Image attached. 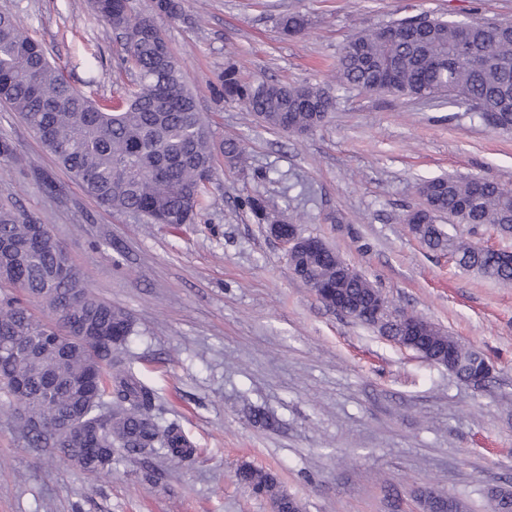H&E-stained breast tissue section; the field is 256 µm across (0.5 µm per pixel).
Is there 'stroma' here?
<instances>
[{"instance_id":"1","label":"stroma","mask_w":512,"mask_h":512,"mask_svg":"<svg viewBox=\"0 0 512 512\" xmlns=\"http://www.w3.org/2000/svg\"><path fill=\"white\" fill-rule=\"evenodd\" d=\"M0 12L82 94L129 86L121 41L90 0H0ZM289 13L305 33L280 31ZM423 14L512 21V0H185L182 16H156L215 143L239 141L248 157L219 161L197 223L176 228L101 206L0 103V137L25 160L0 165V204L47 224L88 288L129 313L123 354L197 449L178 467L117 449L90 476L29 447L0 392V512H271L239 485L244 465L272 473L304 512H422L427 487L491 512L492 489L512 490V288L460 269L404 222L427 178L512 189V131L336 80L348 36ZM228 68L244 82L319 86L333 109L303 135L268 129L225 99ZM252 198L325 241L391 308L480 352L486 386L329 309L291 275Z\"/></svg>"}]
</instances>
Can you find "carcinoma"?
<instances>
[{
	"mask_svg": "<svg viewBox=\"0 0 512 512\" xmlns=\"http://www.w3.org/2000/svg\"><path fill=\"white\" fill-rule=\"evenodd\" d=\"M153 14L138 12L132 0H98L97 13L127 37L122 64L136 76L134 87L116 105H99L75 90L50 62L45 48L32 39L16 18L0 13V101L21 115L58 163L99 204L116 212L134 213L153 224H193L200 216L214 176L217 158L239 161L242 145L214 143L209 121L199 112L197 97L186 84L182 66L154 24L153 15L176 17L182 0H151ZM279 24L286 34H300L307 20L289 14ZM382 29L361 31L343 46L336 79L367 91L421 98L432 95L454 104L475 102L481 118L500 113L512 126V27L475 23L461 30L442 18L403 19ZM224 98L242 103L263 126L295 133L318 127L331 111V97L313 86H288L269 81L245 84L235 70L224 72ZM425 194L452 225L471 232L490 226L512 235V192L491 181L477 187L472 178L438 176L423 180ZM260 223L277 224L258 198L249 201ZM410 230L430 248L446 251L464 270L512 285V266L477 243L447 233L425 218ZM345 261L330 247L301 255L288 263L291 274L315 294L336 284ZM72 267L60 241L47 225L24 211L0 206V285L18 290L0 297V389L24 408L28 420L19 422L28 443L53 448L69 460L90 456L82 466L96 474L112 464V450L131 453L166 451L180 465L195 453L193 443L174 422L163 423L156 391L140 380L118 350L132 332V321L119 307L97 298L82 276L63 272ZM342 292L353 303L379 294L362 275L345 279ZM43 300L48 314L37 317L29 303ZM87 323L106 340L92 350L74 346L65 357L42 348L37 354L9 353L8 348L31 344L40 336H58L73 324ZM422 357L446 351L450 337L421 320L414 337ZM69 405L86 430L78 443L60 425L34 429L44 417L46 403ZM237 481L252 493L267 497L275 512H301L299 501L281 489L269 472L243 466ZM423 512H461L448 499L429 496Z\"/></svg>",
	"mask_w": 512,
	"mask_h": 512,
	"instance_id": "carcinoma-1",
	"label": "carcinoma"
}]
</instances>
